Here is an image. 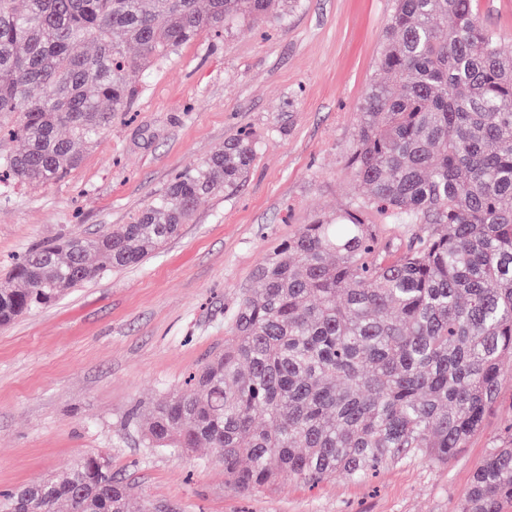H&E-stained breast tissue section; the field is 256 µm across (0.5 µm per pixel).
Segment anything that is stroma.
<instances>
[{"label": "stroma", "mask_w": 512, "mask_h": 512, "mask_svg": "<svg viewBox=\"0 0 512 512\" xmlns=\"http://www.w3.org/2000/svg\"><path fill=\"white\" fill-rule=\"evenodd\" d=\"M512 55V0H478ZM392 0H282L274 22L203 33L131 72L140 96L62 179L0 194V275L74 232L132 221L179 172L225 140L258 141L243 187L200 200L180 235L139 265L106 269L54 305L0 327V493L110 457L133 505L169 512H455L476 465L512 420V359L500 400L467 448L442 465L412 457L354 481L291 477L245 493L211 449L152 447L146 412L223 350L227 318L253 273L315 218L362 197L349 161Z\"/></svg>", "instance_id": "35a3bbf8"}]
</instances>
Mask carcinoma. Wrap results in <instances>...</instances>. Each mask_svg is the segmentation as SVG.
<instances>
[{"label":"carcinoma","mask_w":512,"mask_h":512,"mask_svg":"<svg viewBox=\"0 0 512 512\" xmlns=\"http://www.w3.org/2000/svg\"><path fill=\"white\" fill-rule=\"evenodd\" d=\"M275 0H0V181L63 177L135 104L127 82L205 32L271 21ZM377 66L396 87L363 99L350 164L363 198L317 218L257 268L224 351L152 408V446L215 450L255 493L282 473L364 480L419 455L446 462L495 408L512 352V56L474 0H395ZM257 152L233 137L180 172L129 224L42 246L0 281V326L176 237L200 198L238 191ZM367 209L416 224L390 254ZM103 457L16 488L0 512H129ZM512 507V424L458 512Z\"/></svg>","instance_id":"cac0c4a2"}]
</instances>
